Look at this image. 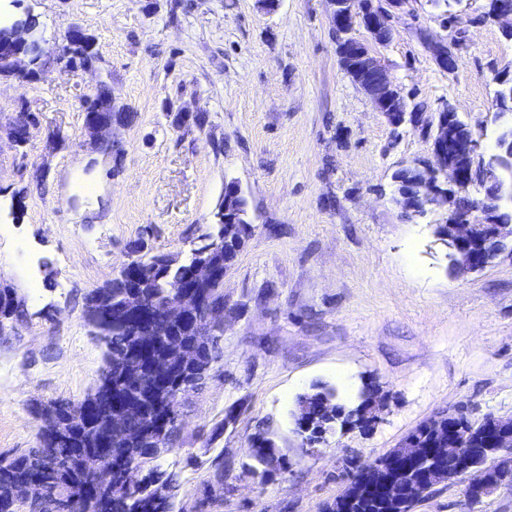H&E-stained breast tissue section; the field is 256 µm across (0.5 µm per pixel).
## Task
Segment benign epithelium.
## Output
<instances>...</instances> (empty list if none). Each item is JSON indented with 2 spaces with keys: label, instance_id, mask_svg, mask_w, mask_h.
I'll use <instances>...</instances> for the list:
<instances>
[{
  "label": "benign epithelium",
  "instance_id": "1",
  "mask_svg": "<svg viewBox=\"0 0 512 512\" xmlns=\"http://www.w3.org/2000/svg\"><path fill=\"white\" fill-rule=\"evenodd\" d=\"M409 0H327L329 20L336 32L337 54L339 60L357 62L356 84L371 98L376 108L382 112L389 123L398 128L405 122H419V113L407 111L406 98L393 83L386 68L381 64L372 49V44L381 43L391 34V22L396 13L403 10ZM363 20L364 30L369 39L361 40L353 36L350 27L352 16ZM488 21L498 24L502 31L512 33V0H495L494 9L489 13ZM437 66L451 72L456 67L459 54L465 48V41L452 43L448 37L437 36L426 44ZM0 64H7L18 74L28 71L25 59L13 55L6 44L0 43ZM499 122V134L493 151L482 148L481 140L472 132H462V121L452 105L444 103L429 123L431 140V158L419 163L426 174L415 178L407 191H397L395 203L405 213L417 218L437 209L446 213L444 227L448 231L449 266L456 273H468L483 269L497 256L512 255V220L505 219L502 207H512V187H499L494 193L483 188V180L489 165L504 155L512 159V112H496ZM112 121H91L87 131L99 143L108 142L112 134ZM477 188L478 195H471L470 189ZM468 196L473 206L461 210L456 205L458 193ZM481 224L491 225V231L478 252L468 249L469 243L476 238V230ZM192 278L196 285L179 293L166 304L163 314L148 318L141 330L140 341L162 342L173 355L187 368L194 367L201 359V343L185 341L169 335V326L179 323L196 327L199 314L212 329L222 328L214 314L219 306L212 304L210 294L200 288L202 284L222 281L224 271L209 259L197 260L191 267ZM355 402L362 408L361 414L368 418L369 424L377 420L379 397L368 393L366 388L359 389ZM308 402L299 399L295 403L293 416L298 433L306 444L312 446L322 443L326 436L350 428V424L338 418L323 424L317 429V439L310 438L313 426L308 414ZM84 415L74 414L63 421L49 425L43 440L48 448L54 442L69 440L71 430L91 422L96 412V403L85 401ZM141 413L135 404H126L112 414L109 434L100 439L96 448H76L74 455L82 461V469L88 476L93 488L98 491L107 489L112 483V467L105 457L112 449L129 441L135 433L146 446L161 439L162 429L149 431L134 428L131 417ZM456 414L446 412L422 425L424 435L435 440V447L423 448L419 440L409 435L402 444L388 453L372 460L361 462L344 492L336 497L333 509H344L362 489L375 486L383 487L387 497L396 499L402 512H414L416 504L432 488V480L437 474L445 473V479L452 481L459 476L474 472L478 467L472 450L458 453L455 466L448 467V449L445 444L448 437L455 433L452 424ZM486 447L482 449L483 463L493 462L500 468L512 467V417L492 418L485 426Z\"/></svg>",
  "mask_w": 512,
  "mask_h": 512
}]
</instances>
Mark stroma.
Segmentation results:
<instances>
[{
    "label": "stroma",
    "mask_w": 512,
    "mask_h": 512,
    "mask_svg": "<svg viewBox=\"0 0 512 512\" xmlns=\"http://www.w3.org/2000/svg\"><path fill=\"white\" fill-rule=\"evenodd\" d=\"M21 0L46 39L74 27L98 59L71 71L47 60L38 79L0 77V286L27 316L0 334V454L39 445V411L94 392L107 347L87 321V296L131 261V246L185 261L224 184L238 182L252 229L224 276L220 357L181 398L173 449L177 512H326L347 480L345 460L397 447L437 414L472 421L512 416V256L464 276L450 272L435 226L442 212L406 216L394 176L428 158L424 127L393 128L342 70L326 0ZM483 0L450 9L409 0L374 51L409 105L431 119L442 103L492 149L512 40L476 22ZM458 16L467 47L455 72L438 68L421 35ZM107 83L137 114L113 129L119 154L98 152L81 104ZM205 112L204 129L176 128V112ZM37 119L30 142L7 129ZM96 195H87L84 185ZM385 406L367 431L304 444L292 409L316 382L349 400L361 381ZM289 467L261 483L246 453L258 426ZM221 501L201 506L216 462ZM467 477L434 488L415 512H512V488L482 500Z\"/></svg>",
    "instance_id": "stroma-1"
}]
</instances>
